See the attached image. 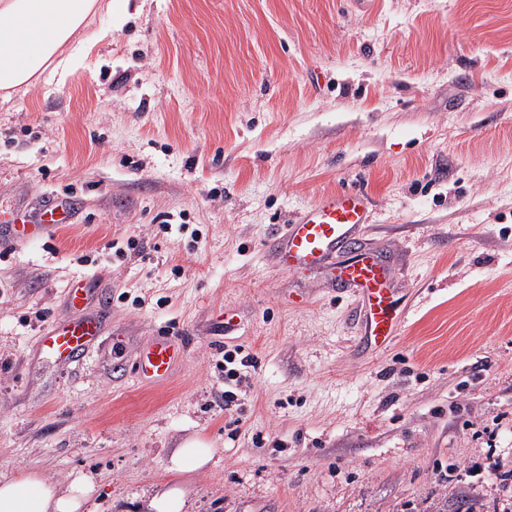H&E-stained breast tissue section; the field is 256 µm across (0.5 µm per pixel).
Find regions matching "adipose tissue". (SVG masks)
I'll return each mask as SVG.
<instances>
[{"mask_svg":"<svg viewBox=\"0 0 512 512\" xmlns=\"http://www.w3.org/2000/svg\"><path fill=\"white\" fill-rule=\"evenodd\" d=\"M130 7V0H0V94L11 97L44 75L66 79L97 44L122 29ZM101 12L111 17V26L86 36ZM96 492L88 476L65 487L34 472L0 476V512H84Z\"/></svg>","mask_w":512,"mask_h":512,"instance_id":"ef3b65f1","label":"adipose tissue"}]
</instances>
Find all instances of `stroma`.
<instances>
[{"label": "stroma", "mask_w": 512, "mask_h": 512, "mask_svg": "<svg viewBox=\"0 0 512 512\" xmlns=\"http://www.w3.org/2000/svg\"><path fill=\"white\" fill-rule=\"evenodd\" d=\"M66 83L0 101V211L70 224L0 244V474L97 483L98 512H512V0H131ZM362 189L398 335L267 244ZM93 282L91 357L38 338ZM236 335H225V322ZM183 332L162 383L132 366ZM257 367L224 407L226 350ZM208 466L169 470L186 441ZM70 208L65 201L52 200L44 205L39 213L36 224H28L30 221L13 216L11 232L1 238L2 245H16L34 243L39 241L43 233L48 229H55L61 224H69ZM183 492L177 488H168L149 502L153 512H181L184 507Z\"/></svg>", "instance_id": "stroma-1"}]
</instances>
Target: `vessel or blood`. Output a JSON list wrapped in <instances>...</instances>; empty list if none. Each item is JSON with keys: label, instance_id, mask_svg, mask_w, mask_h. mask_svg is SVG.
<instances>
[{"label": "vessel or blood", "instance_id": "vessel-or-blood-1", "mask_svg": "<svg viewBox=\"0 0 512 512\" xmlns=\"http://www.w3.org/2000/svg\"><path fill=\"white\" fill-rule=\"evenodd\" d=\"M370 206L369 198L361 190L330 192L300 211L290 223L279 225L269 239V255L278 268L324 273L334 286L360 298L359 346L365 351L391 343L401 320L399 299L387 265L379 254L358 245V233L370 221ZM69 221L68 204L53 201L43 206L36 223L12 217L11 231L0 237V243H34L46 230ZM90 293L83 281L68 288L71 316L55 319L41 337V350L55 361L80 363L94 345L100 325L83 313ZM186 350L187 345L180 337H155L135 363L134 373L146 381H164Z\"/></svg>", "mask_w": 512, "mask_h": 512}]
</instances>
